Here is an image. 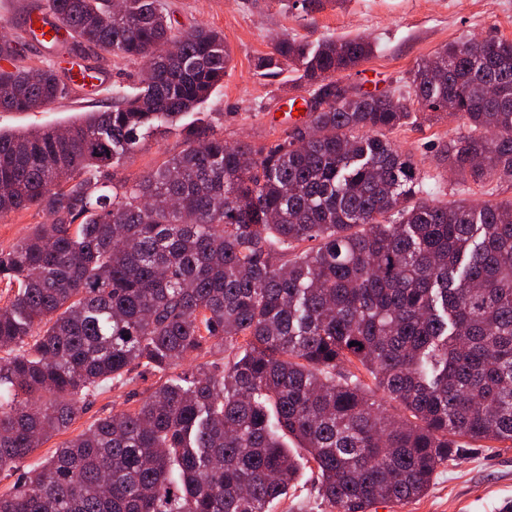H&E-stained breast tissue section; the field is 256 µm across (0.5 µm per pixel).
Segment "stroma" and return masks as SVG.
Listing matches in <instances>:
<instances>
[{"label":"stroma","instance_id":"35a3bbf8","mask_svg":"<svg viewBox=\"0 0 512 512\" xmlns=\"http://www.w3.org/2000/svg\"><path fill=\"white\" fill-rule=\"evenodd\" d=\"M173 27L188 30L200 24L223 32L232 63L217 89L204 104L211 124L227 142H272L284 137L293 124L288 112L293 98L310 97L312 90L292 67L270 74L255 68L258 58L273 50L282 37L316 43L324 39L365 37L375 51L341 81L379 93L405 90L408 73L421 60L455 41L472 38L512 40V0H323L310 11L300 0H165ZM90 61L110 82L101 89L71 82L70 95L61 103L37 112H1L0 130L18 132L38 126L74 121L82 113L111 103L113 84L138 81L142 64L84 46H68L59 67ZM461 118L419 116L394 130L392 140L417 160L441 202L466 200L474 204L512 201V183L487 185L469 183L467 192L457 190L456 178L437 160L449 138L461 131ZM181 136L144 141L134 158L115 172L116 177L135 179L157 167L166 157L183 149ZM151 385L135 379L114 386L98 396L92 407L79 414L64 435L55 436L34 449L24 460L25 468L41 466L64 438L85 430L95 418L111 411L136 407ZM317 478L301 469L296 486L271 512H323L317 500ZM512 500V447L495 442L474 444L465 456L441 465L428 489L419 499L382 504V512H499Z\"/></svg>","mask_w":512,"mask_h":512}]
</instances>
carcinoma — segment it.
<instances>
[{"instance_id": "obj_1", "label": "carcinoma", "mask_w": 512, "mask_h": 512, "mask_svg": "<svg viewBox=\"0 0 512 512\" xmlns=\"http://www.w3.org/2000/svg\"><path fill=\"white\" fill-rule=\"evenodd\" d=\"M50 30L148 61L135 87L63 129L0 131V216L39 224L0 252V475L10 477L107 388L157 377L0 494V512H269L299 463L328 512L420 497L459 439L512 443V203L424 198L387 133L422 112L465 120L439 162L512 182V41L450 43L409 98L350 94L363 38L278 39L256 68L298 66L308 120L271 144L186 130L224 83V34L176 31L163 0H47ZM0 36V111L69 94ZM184 148L139 178L113 171L145 135ZM357 345H351V342ZM224 348L169 376L189 355ZM394 405L390 413L381 402Z\"/></svg>"}]
</instances>
